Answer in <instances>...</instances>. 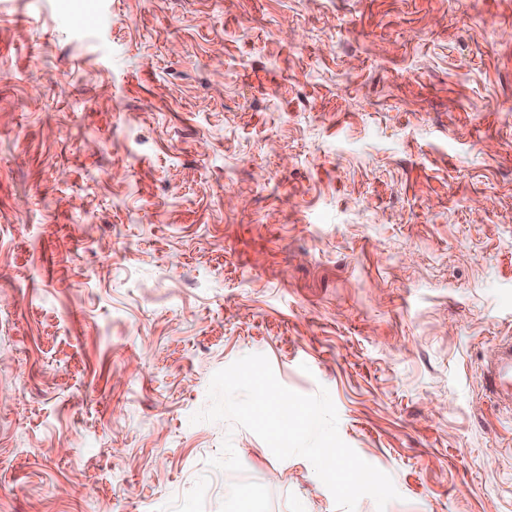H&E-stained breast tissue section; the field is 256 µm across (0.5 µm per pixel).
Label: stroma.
<instances>
[{"mask_svg": "<svg viewBox=\"0 0 512 512\" xmlns=\"http://www.w3.org/2000/svg\"><path fill=\"white\" fill-rule=\"evenodd\" d=\"M512 0H0V512H336L191 423L262 354L391 475L512 512ZM485 396L499 409L512 413V338L502 339L496 356L483 369Z\"/></svg>", "mask_w": 512, "mask_h": 512, "instance_id": "obj_1", "label": "stroma"}]
</instances>
